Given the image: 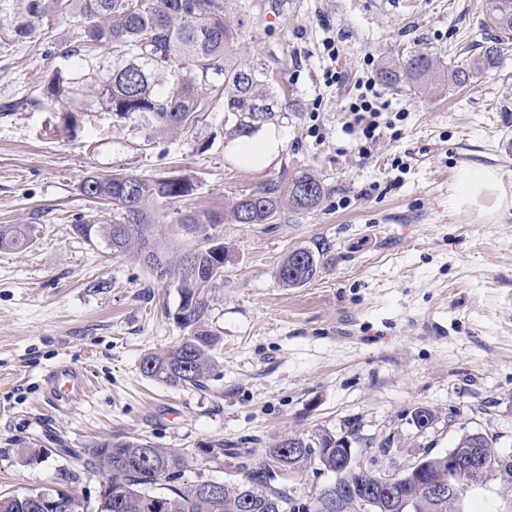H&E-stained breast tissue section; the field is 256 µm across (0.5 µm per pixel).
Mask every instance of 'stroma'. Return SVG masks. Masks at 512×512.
I'll list each match as a JSON object with an SVG mask.
<instances>
[{
	"label": "stroma",
	"instance_id": "obj_1",
	"mask_svg": "<svg viewBox=\"0 0 512 512\" xmlns=\"http://www.w3.org/2000/svg\"><path fill=\"white\" fill-rule=\"evenodd\" d=\"M243 64L268 69L280 108L270 126L278 156L248 166L223 113L179 130L90 104L73 112L37 106L54 71L94 78L111 65L100 48L76 65L79 18L50 14L30 38L0 47V227L25 225L27 247L0 249V494L57 488L94 506L102 481L76 454L97 441L141 437L178 449L183 479L234 485L250 454L285 438L354 434L361 461L389 471L422 454L487 434L512 458V181L478 205L453 203L466 146L474 166L512 158V39L500 64L462 86L425 94L388 84L382 67L415 52L441 66H472L490 32L488 0H225ZM368 96L380 113L370 152L347 124ZM322 182L320 205L281 210L267 224L224 221L193 231L189 210L228 209L283 173ZM96 173L191 176L181 202L153 203L150 241L173 252L223 243L224 276L204 289L220 338L208 387H169L141 361L177 344L174 288L102 235L73 227L111 222L112 206L85 197ZM307 249L320 271L283 287L284 256ZM65 367L88 382L69 404L46 382ZM435 420L420 431L415 409ZM390 441L389 453L379 445ZM231 448L223 465L204 453ZM336 480L308 463L276 477L295 505ZM462 512H512V479L492 473L467 490Z\"/></svg>",
	"mask_w": 512,
	"mask_h": 512
}]
</instances>
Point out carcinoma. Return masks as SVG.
Wrapping results in <instances>:
<instances>
[{"label":"carcinoma","instance_id":"1","mask_svg":"<svg viewBox=\"0 0 512 512\" xmlns=\"http://www.w3.org/2000/svg\"><path fill=\"white\" fill-rule=\"evenodd\" d=\"M81 19L86 45L112 49V67L86 86L85 94L98 99L109 112L139 114L166 130L186 128L202 112H224L235 118L234 132L252 135L258 123L273 118L268 108L262 119L255 117L263 102L275 101L268 74L259 65L235 64L230 60L234 45L232 28L224 23V0H0V46L33 35L43 24L47 7ZM486 27L499 33L512 32V0H490ZM504 47L500 39L485 46L475 67L448 68V81L465 84L479 71L497 66ZM441 68L436 60L418 52L381 69V79L396 84L403 79L428 91L437 86ZM73 90L62 72L56 70L46 83L38 105L64 112L72 103ZM195 184L188 176L144 178L131 173L97 174L82 184V194L112 204V223L96 228L73 226L76 234L89 239L102 232L118 253H135L156 277L176 289L179 297L174 321L188 330L181 342L148 354L142 359L145 377L171 387H205L214 367L213 352L218 338L208 327L207 306L202 291L216 283L214 278H180L181 256L171 257L145 237L152 223L150 205L157 199L177 200L193 194ZM324 196L322 182L313 174L299 171L284 174L255 191L238 198L230 215L236 224H266L284 206L304 212L318 207ZM224 218L213 211H188L181 223L196 230L204 224H221ZM28 231L0 228V248H19ZM197 262L209 268L226 259L224 246L192 249ZM319 268L316 256L305 249L287 254L276 276L286 288L300 287L312 280ZM479 447L494 460V468L512 477V460L499 459L492 440L481 437ZM91 465L108 473L102 487L100 512H144L149 497L162 498L158 512H290L288 487H272L275 472L284 474L313 459L325 470L337 473L340 495L322 491L313 512H347L361 504L368 512H385L378 500H364L356 473L339 469L336 436L322 433L308 441L283 439L265 450L251 464L246 479L220 496H207L201 481L183 483L186 460L174 448H161L143 438H109L94 446ZM164 490H158L159 485ZM41 493L0 495V512H44L35 502ZM406 494L415 512H452L448 503L429 500L419 484L412 483ZM60 503L55 512H84L83 504L67 492H53Z\"/></svg>","mask_w":512,"mask_h":512}]
</instances>
